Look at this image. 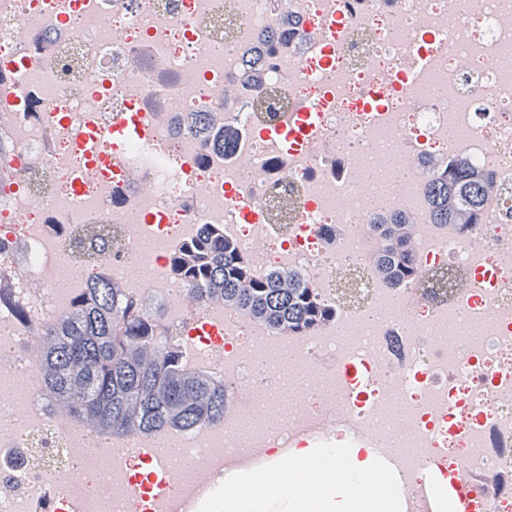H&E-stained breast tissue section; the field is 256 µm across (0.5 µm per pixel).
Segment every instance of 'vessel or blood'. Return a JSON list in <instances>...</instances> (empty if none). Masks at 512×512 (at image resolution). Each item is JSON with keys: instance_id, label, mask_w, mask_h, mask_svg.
Wrapping results in <instances>:
<instances>
[{"instance_id": "b4317fda", "label": "vessel or blood", "mask_w": 512, "mask_h": 512, "mask_svg": "<svg viewBox=\"0 0 512 512\" xmlns=\"http://www.w3.org/2000/svg\"><path fill=\"white\" fill-rule=\"evenodd\" d=\"M29 90L11 82L0 83V112L15 111L17 104L27 99ZM320 101L312 100L300 103L288 123L275 131L273 140L292 141L300 136L312 137L314 143H322L320 130ZM151 129L144 123L140 114L121 115L113 125L103 129H89L74 136V147L93 161L111 163L112 149L118 138H147ZM153 471L149 487L155 494L161 495L164 488L171 483L176 463L163 450L151 452ZM272 459L262 453H246L224 471L225 476L249 471L271 464ZM485 476L478 473L463 474L457 477L437 471L428 472L425 479L414 489L411 500L420 512H442L445 506H453L456 512H470L473 496L485 485ZM212 482L207 477H200L188 491L177 501L163 500L157 512H197L201 502L213 492Z\"/></svg>"}]
</instances>
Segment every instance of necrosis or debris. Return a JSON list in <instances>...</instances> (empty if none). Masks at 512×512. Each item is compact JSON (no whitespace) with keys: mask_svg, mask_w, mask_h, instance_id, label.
Instances as JSON below:
<instances>
[{"mask_svg":"<svg viewBox=\"0 0 512 512\" xmlns=\"http://www.w3.org/2000/svg\"><path fill=\"white\" fill-rule=\"evenodd\" d=\"M342 25L328 39L325 22ZM438 32L428 49L441 91L415 106L406 91L411 37ZM512 47V0H13L0 7V80L33 94L8 122L16 175L0 189V271L15 266L10 245L26 248L24 277L0 300V335L12 339L0 367H31L30 338L15 303L27 281L42 294L31 318L58 317L50 274L63 261L75 225H118L121 243L111 271L129 299L168 301L161 341H176L186 361L216 366L234 403L226 422L185 433L193 454L224 451L231 463L239 418L264 413L285 378L260 362L271 339L288 347L307 370L319 348L355 360L364 386L329 371L330 390L314 379L300 384L280 419L260 438L263 453L293 445L333 443L376 448L402 471L467 468L488 475L472 512H512V72L497 65ZM263 53L264 83L243 90L235 81L246 56ZM323 102L322 134L334 150L305 145L282 155L264 130L287 120L293 106ZM126 111L148 113L158 139L124 143L122 164L91 165L70 135L105 127ZM203 113L217 129L235 128L233 154L182 131L175 119ZM63 129L47 145L51 119ZM470 131L449 142V126ZM410 143L413 187L389 207L414 212L415 263L422 271L453 265L465 272L452 296L420 279L392 288L374 271L381 246L371 225L373 200L384 184L360 182L375 155ZM464 158L480 166L495 188L477 223L451 234L433 223L424 187L429 159ZM86 173L82 196L74 171ZM111 198L112 211L102 201ZM220 228L258 278L299 274L329 316L302 334L257 330L236 310L204 304L187 317L177 305L188 284L172 266L174 253L209 228ZM161 237L165 251L147 254L142 241ZM416 295L403 319L386 314L397 292ZM404 422L390 420L393 406ZM317 435H309L313 426ZM72 434L33 397L25 414L0 401V447L24 451L22 466L0 472V512H26L42 484L55 480L61 502L98 512H152L133 472L145 461L144 439L119 442L114 475L92 472L69 486Z\"/></svg>","mask_w":512,"mask_h":512,"instance_id":"necrosis-or-debris-1","label":"necrosis or debris"}]
</instances>
